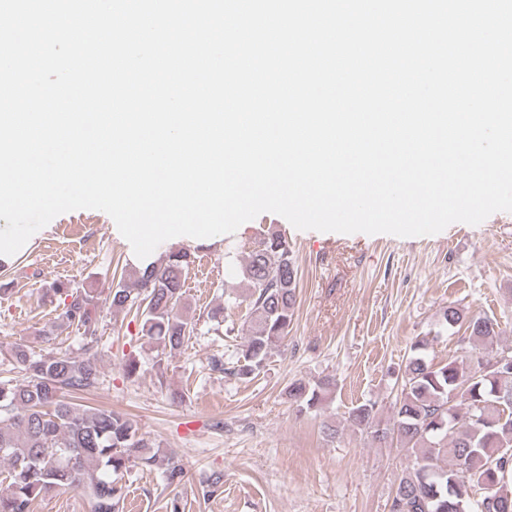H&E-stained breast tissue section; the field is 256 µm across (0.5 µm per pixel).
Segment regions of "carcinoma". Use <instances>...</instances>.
<instances>
[{
	"label": "carcinoma",
	"instance_id": "carcinoma-1",
	"mask_svg": "<svg viewBox=\"0 0 512 512\" xmlns=\"http://www.w3.org/2000/svg\"><path fill=\"white\" fill-rule=\"evenodd\" d=\"M237 251L236 244L226 246L224 262L241 277L242 292L224 294V306L211 309L207 318L220 324L225 308L247 303L243 363L229 374L250 378L288 337L298 270L288 241L277 233L260 240L242 264ZM189 265L187 252L170 250L135 269L133 282L119 280L109 294L112 308L141 318L142 332L167 357L196 330L197 322L183 312ZM52 291L70 299L60 320L83 330V353L37 355L24 344L0 353L19 372L17 378L0 379V463L7 466L0 512H29L34 500L61 490L81 491L91 512H118L122 492L112 475L130 463L162 469L172 482L181 480L184 471L128 415L73 402L102 384L91 353L98 342L97 301L90 292L61 282ZM443 317L448 326L468 333L464 354L438 364L428 357L432 339L416 338L389 420L382 422L375 403L364 401L350 407L343 421L381 447L402 449L413 461L399 480L391 512H512V498L490 492L496 485L512 487V364L481 369L512 349L493 344L498 324L490 318L455 306L446 308ZM335 389L330 379L314 384L299 379L288 386L287 396L299 411L315 412ZM476 489L482 491L478 497Z\"/></svg>",
	"mask_w": 512,
	"mask_h": 512
}]
</instances>
